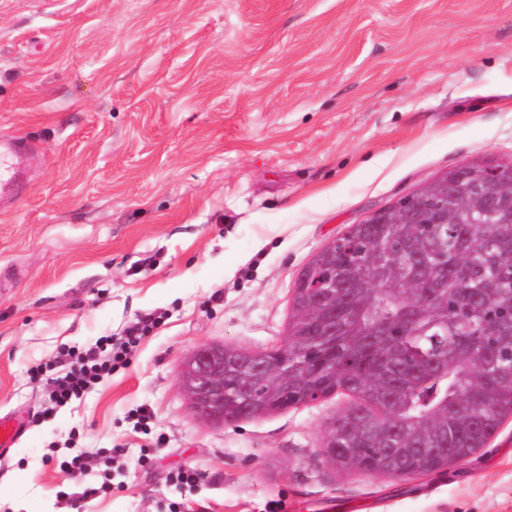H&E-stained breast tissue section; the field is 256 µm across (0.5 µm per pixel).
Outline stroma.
Wrapping results in <instances>:
<instances>
[{"mask_svg": "<svg viewBox=\"0 0 512 512\" xmlns=\"http://www.w3.org/2000/svg\"><path fill=\"white\" fill-rule=\"evenodd\" d=\"M1 133L33 159L0 210V413L28 417L0 512H512V416L444 471L381 477L326 455L351 397L220 424L179 377L203 345H284L350 225L512 162V0H0ZM148 315L126 367L46 416L33 366ZM73 438L113 456L111 492L46 462Z\"/></svg>", "mask_w": 512, "mask_h": 512, "instance_id": "stroma-1", "label": "stroma"}]
</instances>
